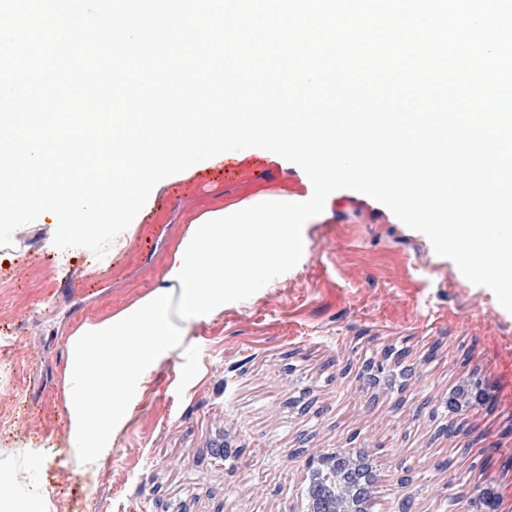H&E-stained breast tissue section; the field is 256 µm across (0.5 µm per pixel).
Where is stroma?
Here are the masks:
<instances>
[{
    "instance_id": "1",
    "label": "stroma",
    "mask_w": 512,
    "mask_h": 512,
    "mask_svg": "<svg viewBox=\"0 0 512 512\" xmlns=\"http://www.w3.org/2000/svg\"><path fill=\"white\" fill-rule=\"evenodd\" d=\"M311 189L261 148L198 162L155 186L100 276L82 253L59 276L44 247L52 215L14 232L0 248V463L21 474L27 512H301L308 459L353 447L379 468L389 512L401 464L412 512H443L451 492L467 512L476 488L512 512V313L351 189L301 225L304 250L266 263L160 366L97 479L74 474L62 449L67 332L158 282L203 212ZM399 349L417 373L365 387L364 365ZM477 379L488 400L466 412L467 434L447 436L441 399Z\"/></svg>"
}]
</instances>
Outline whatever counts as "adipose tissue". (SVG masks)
<instances>
[{
    "mask_svg": "<svg viewBox=\"0 0 512 512\" xmlns=\"http://www.w3.org/2000/svg\"><path fill=\"white\" fill-rule=\"evenodd\" d=\"M334 125L306 130L292 123L271 129L277 143L317 159H353L357 151L333 137ZM328 174L314 192L285 197L260 194L242 204L204 212L188 224L166 260L161 284L66 336L62 375L66 452L81 476L96 477L112 445L145 395L152 373L168 362L196 327L224 310L231 289L257 278L272 255L301 249L298 226L318 208L335 181ZM248 246L224 248L225 235Z\"/></svg>",
    "mask_w": 512,
    "mask_h": 512,
    "instance_id": "adipose-tissue-1",
    "label": "adipose tissue"
}]
</instances>
